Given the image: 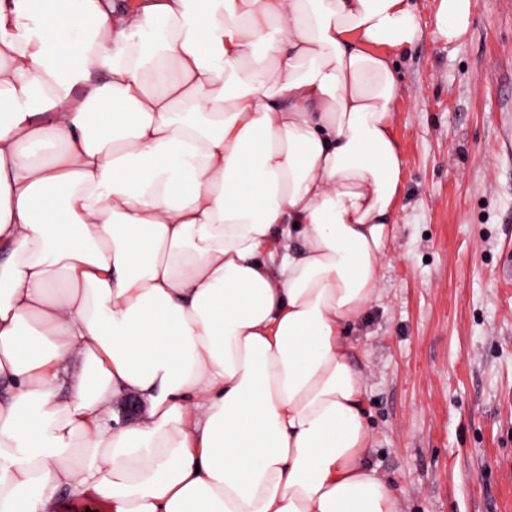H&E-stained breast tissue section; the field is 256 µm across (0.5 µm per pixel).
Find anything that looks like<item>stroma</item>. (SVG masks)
Returning a JSON list of instances; mask_svg holds the SVG:
<instances>
[{
	"label": "stroma",
	"instance_id": "obj_1",
	"mask_svg": "<svg viewBox=\"0 0 512 512\" xmlns=\"http://www.w3.org/2000/svg\"><path fill=\"white\" fill-rule=\"evenodd\" d=\"M435 4L396 60L402 191L350 358L401 512H512V0L454 42Z\"/></svg>",
	"mask_w": 512,
	"mask_h": 512
}]
</instances>
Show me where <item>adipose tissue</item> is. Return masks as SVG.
<instances>
[{
  "label": "adipose tissue",
  "instance_id": "1",
  "mask_svg": "<svg viewBox=\"0 0 512 512\" xmlns=\"http://www.w3.org/2000/svg\"><path fill=\"white\" fill-rule=\"evenodd\" d=\"M421 35L414 0H0V512H400L347 331Z\"/></svg>",
  "mask_w": 512,
  "mask_h": 512
}]
</instances>
